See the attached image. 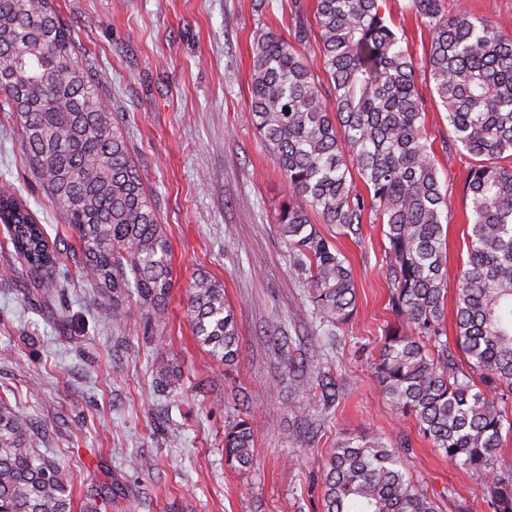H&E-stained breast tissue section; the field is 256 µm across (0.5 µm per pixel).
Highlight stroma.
Returning <instances> with one entry per match:
<instances>
[{"mask_svg": "<svg viewBox=\"0 0 512 512\" xmlns=\"http://www.w3.org/2000/svg\"><path fill=\"white\" fill-rule=\"evenodd\" d=\"M118 122L172 251L173 288L162 323H121L82 279L76 244L32 176L11 107L0 105V188L21 195L58 255L60 300L44 305L30 272L8 255L0 226V396L43 436L42 454L72 475L73 512L101 493L102 512H322V475L339 439L381 436L441 512H492L483 484L443 453L382 395L372 363L396 317L389 304L384 226L365 213L358 234L319 230L352 268L356 308L333 325L314 309L307 276L277 218L288 184L251 114L252 46L260 34L291 38L313 23L315 0H54ZM404 0L382 10L411 53L427 30ZM442 183L452 197L444 226L447 307L467 259L470 159L448 143L442 106L426 103ZM224 286L240 336L235 366L218 365L192 335L187 291L199 274ZM320 346L337 380L333 407L299 384L285 388L269 342L277 328ZM182 371L158 392V352ZM249 415L255 459L248 473L224 460V430ZM309 442L292 440L299 419Z\"/></svg>", "mask_w": 512, "mask_h": 512, "instance_id": "35a3bbf8", "label": "stroma"}]
</instances>
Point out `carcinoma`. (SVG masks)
Wrapping results in <instances>:
<instances>
[{
    "label": "carcinoma",
    "mask_w": 512,
    "mask_h": 512,
    "mask_svg": "<svg viewBox=\"0 0 512 512\" xmlns=\"http://www.w3.org/2000/svg\"><path fill=\"white\" fill-rule=\"evenodd\" d=\"M428 30L417 59L387 24L380 0H317L314 18L324 86L306 52L308 27L289 43L264 33L253 45V124L295 200L278 224L309 272V298L328 321L355 309L346 258L313 224L358 233L365 211L386 225L389 327L374 363L382 394L452 465L490 488L493 512H512V469L495 461L512 432V37L487 16L446 0H407ZM0 91L15 108L30 170L77 236L80 269L112 316L135 301L163 321L172 288L168 238L132 163L99 83L83 66L70 29L51 0H0ZM446 112L448 137L472 160L467 261L456 302L459 367L445 321L443 225L452 200L443 188L425 128L426 97ZM357 170L370 202L348 180ZM6 242L51 281L58 264L27 202L0 192ZM187 313L198 345L226 367L239 358L235 314L224 286L206 274L190 286ZM289 379L304 370L282 330L271 336ZM161 358L157 386L174 392L182 372ZM495 384L491 393L476 381ZM30 421L0 397V512H72L69 470L39 451ZM249 417L224 430V459L241 472L254 461ZM324 512H440L437 501L380 438L336 441L324 475Z\"/></svg>",
    "instance_id": "cac0c4a2"
}]
</instances>
